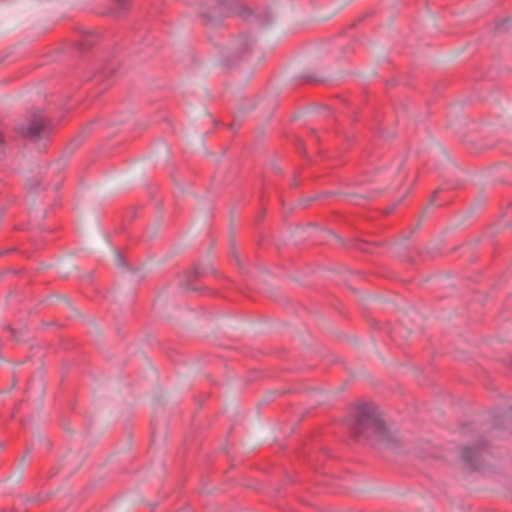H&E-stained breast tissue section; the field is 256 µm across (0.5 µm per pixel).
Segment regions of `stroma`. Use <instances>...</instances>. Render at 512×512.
Returning <instances> with one entry per match:
<instances>
[{"label": "stroma", "mask_w": 512, "mask_h": 512, "mask_svg": "<svg viewBox=\"0 0 512 512\" xmlns=\"http://www.w3.org/2000/svg\"><path fill=\"white\" fill-rule=\"evenodd\" d=\"M0 512H512V0H0Z\"/></svg>", "instance_id": "1"}]
</instances>
